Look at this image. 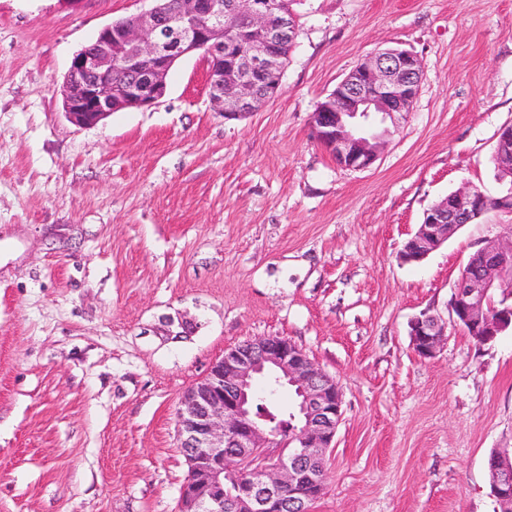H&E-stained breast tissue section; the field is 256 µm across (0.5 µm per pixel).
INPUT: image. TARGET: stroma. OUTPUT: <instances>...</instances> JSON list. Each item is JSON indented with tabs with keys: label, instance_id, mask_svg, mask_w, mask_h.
I'll return each mask as SVG.
<instances>
[{
	"label": "stroma",
	"instance_id": "35a3bbf8",
	"mask_svg": "<svg viewBox=\"0 0 512 512\" xmlns=\"http://www.w3.org/2000/svg\"><path fill=\"white\" fill-rule=\"evenodd\" d=\"M152 0H0V512H178L177 411L226 349L283 336L338 384L342 421L310 512H499L485 459L512 448V331L409 336L446 315L492 210L418 264L423 214L495 197L512 124V0H301L278 96L214 112L178 61L149 110L73 124L74 54ZM423 61L367 170L338 165L317 104L373 52ZM448 319L423 312L410 323V336L415 353L423 358H433L448 339Z\"/></svg>",
	"mask_w": 512,
	"mask_h": 512
}]
</instances>
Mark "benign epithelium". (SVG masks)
<instances>
[{"label": "benign epithelium", "mask_w": 512, "mask_h": 512, "mask_svg": "<svg viewBox=\"0 0 512 512\" xmlns=\"http://www.w3.org/2000/svg\"><path fill=\"white\" fill-rule=\"evenodd\" d=\"M103 28L91 47L71 61L63 109L79 126H93L113 112L151 108L165 96L167 76L179 59L197 54L207 64L209 98L224 118H245L277 96L286 66L283 46L296 40L297 17L278 0H168ZM246 20L247 52L226 67L224 9ZM115 64L129 81L112 83ZM422 61L402 48L372 54L353 69L312 113L315 133L344 168L360 171L379 158L397 116L410 112L420 89ZM495 155L512 161V126L503 127ZM512 212V190L493 199L468 186L427 209L399 257L420 262L488 207ZM472 331L487 344L512 330V228L489 238L469 257L454 284L449 320L423 312L410 323L415 353L434 357L448 327ZM288 385L295 411L279 417L257 407L253 383ZM343 398L296 344L281 336L245 341L224 351L191 387L177 411L179 447L190 466L179 512H309L326 481V452L342 420ZM494 474L492 495L512 502V448L486 461Z\"/></svg>", "instance_id": "1"}]
</instances>
